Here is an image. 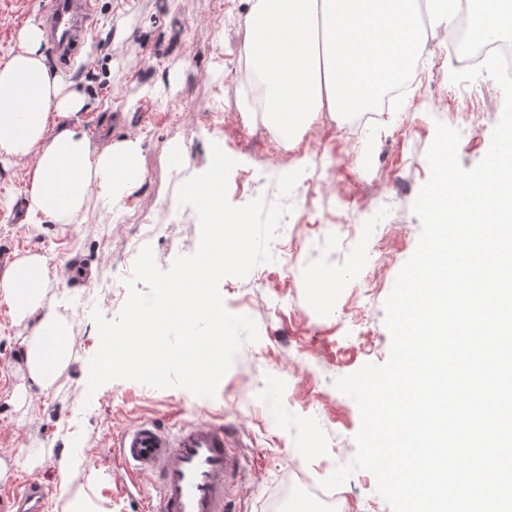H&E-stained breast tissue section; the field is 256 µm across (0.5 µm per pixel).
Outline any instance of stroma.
<instances>
[{
  "label": "stroma",
  "mask_w": 512,
  "mask_h": 512,
  "mask_svg": "<svg viewBox=\"0 0 512 512\" xmlns=\"http://www.w3.org/2000/svg\"><path fill=\"white\" fill-rule=\"evenodd\" d=\"M41 4L0 0V56L14 48L21 26L38 21ZM245 8V0H99L96 33L78 68L63 77L88 100L81 118L92 139L142 140L146 180L120 210L107 207L69 225L21 223L16 206L27 201L29 186L0 162V199L14 203L0 208V253L46 257L59 277L48 295L74 336L71 365L43 396L25 369L28 330L0 303V486L41 480L51 490L46 512H70L80 499L96 512H146L149 480L139 478V494L120 492L111 450L116 434L142 421L165 427L211 421L240 437L243 484L231 512H273L289 479L320 481L348 464L361 415L335 382L389 356L384 303L418 244L421 222L412 205L430 174L426 152L436 125L460 131L458 159L471 169L501 119L503 91L484 75L465 89L491 97L495 108L477 123L462 121L443 94L455 68L448 60L442 69H422L381 127L354 134L348 117L323 116L288 158H281L273 136L252 146V113L224 98L225 86L238 77L245 31L236 19ZM186 83L193 96L172 97ZM215 144L237 161L228 198L238 207L259 196L278 200L277 177L291 168L302 172L284 219L295 238L271 242L286 254L285 265L263 262L219 286L229 312L256 322L258 341L243 344L211 398L131 380L87 396L89 360L100 343L92 310L118 317L129 290L114 292L110 284L122 274L126 246L140 225L162 226L149 242L159 268L196 251L198 216L173 200L185 181L207 169ZM170 146L186 152L190 163L173 164L165 154ZM313 184L324 201L315 209L306 196ZM161 198L172 202L162 215L156 211ZM19 390L24 399L16 398ZM344 488L343 512H391L372 473L356 471Z\"/></svg>",
  "instance_id": "stroma-1"
}]
</instances>
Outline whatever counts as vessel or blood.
I'll list each match as a JSON object with an SVG mask.
<instances>
[{"mask_svg":"<svg viewBox=\"0 0 512 512\" xmlns=\"http://www.w3.org/2000/svg\"><path fill=\"white\" fill-rule=\"evenodd\" d=\"M46 42L58 66L71 70L98 21V0H43ZM120 469L153 482L147 512H227L243 474V444L223 427L190 421L164 428L144 421L112 443ZM48 492L27 484L0 491V512H39Z\"/></svg>","mask_w":512,"mask_h":512,"instance_id":"b4317fda","label":"vessel or blood"}]
</instances>
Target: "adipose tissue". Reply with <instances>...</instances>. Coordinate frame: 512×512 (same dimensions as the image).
<instances>
[{
    "instance_id": "1",
    "label": "adipose tissue",
    "mask_w": 512,
    "mask_h": 512,
    "mask_svg": "<svg viewBox=\"0 0 512 512\" xmlns=\"http://www.w3.org/2000/svg\"><path fill=\"white\" fill-rule=\"evenodd\" d=\"M459 0H252L243 19L247 64L232 90L250 93L268 131L296 145L319 116L361 111L422 56L420 11L433 27L456 24ZM38 24L25 25L0 58V161L20 167L30 186L26 221L73 224L108 203L118 207L144 180L140 139L92 140L79 114L86 99L52 74ZM44 256L16 257L0 270V300L26 322L25 366L49 395L72 357L74 338L47 294Z\"/></svg>"
}]
</instances>
